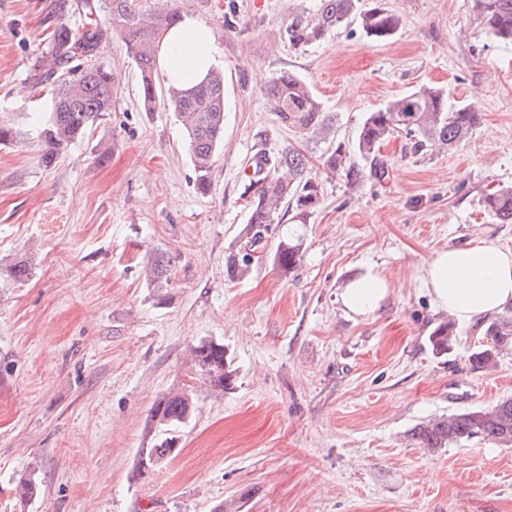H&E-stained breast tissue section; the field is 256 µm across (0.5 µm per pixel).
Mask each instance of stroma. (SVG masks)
Masks as SVG:
<instances>
[{
  "mask_svg": "<svg viewBox=\"0 0 512 512\" xmlns=\"http://www.w3.org/2000/svg\"><path fill=\"white\" fill-rule=\"evenodd\" d=\"M59 0H0V113L23 136L0 148V512H512V447L471 440L423 447L431 418L512 398V349L490 370L470 356L484 324H454L447 354L430 332L446 311L422 283L439 251L478 242L512 249V223L483 208L512 185V45L487 34L474 0H384L403 27L389 40L358 23L301 51L282 37L285 3L180 0L206 24L224 70V143L200 194L185 133L168 107L143 111L140 74L122 41L99 57L120 102L53 168L39 161L34 93ZM289 70L335 118L346 166L323 165L326 143L282 125L264 94ZM430 85L480 120L457 149L414 156L393 134L376 160L357 149L367 113ZM305 151L322 188L308 223L271 225L240 278L225 271L247 221L240 187L260 149ZM299 245L295 269L274 262ZM169 283L146 266L156 254ZM32 268L13 281L10 268ZM393 288L376 316L348 317L340 292L367 267ZM223 344L234 369L208 394L190 362ZM196 386L178 452L135 478L152 447L150 413ZM39 493L21 501L19 480Z\"/></svg>",
  "mask_w": 512,
  "mask_h": 512,
  "instance_id": "obj_1",
  "label": "stroma"
}]
</instances>
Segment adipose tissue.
I'll use <instances>...</instances> for the list:
<instances>
[{
  "label": "adipose tissue",
  "mask_w": 512,
  "mask_h": 512,
  "mask_svg": "<svg viewBox=\"0 0 512 512\" xmlns=\"http://www.w3.org/2000/svg\"><path fill=\"white\" fill-rule=\"evenodd\" d=\"M215 55L211 30L187 16L167 32L158 65L167 81L190 87L204 79ZM422 280L438 308L471 325L512 306V250L487 242L451 247L434 256ZM391 287L370 268L345 285L340 301L348 314L366 317L382 308Z\"/></svg>",
  "instance_id": "ef3b65f1"
}]
</instances>
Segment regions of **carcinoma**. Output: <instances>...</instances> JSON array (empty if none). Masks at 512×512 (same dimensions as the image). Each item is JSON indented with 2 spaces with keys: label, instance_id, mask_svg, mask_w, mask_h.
Returning <instances> with one entry per match:
<instances>
[{
  "label": "carcinoma",
  "instance_id": "obj_1",
  "mask_svg": "<svg viewBox=\"0 0 512 512\" xmlns=\"http://www.w3.org/2000/svg\"><path fill=\"white\" fill-rule=\"evenodd\" d=\"M73 12L83 16L82 27L73 29L61 23L51 33L47 53V71L36 86L52 88V112L38 129L40 161L53 167L75 141L116 110L120 82L117 74L99 61L98 49L107 32L122 40L126 53L141 74V100L144 111L152 112L159 103L171 105L188 136V149L196 173L200 194L211 190V171L218 149L224 140V72L214 68L191 88L169 84L159 90L154 75L160 44L167 31L181 19L175 0L144 5V0H74ZM477 20L496 41L512 44V0H475ZM351 18L359 21L363 31L376 40H386L403 26V19L375 0L365 6L363 0H317L315 9H289L283 38L288 46L305 50L323 41L331 32ZM85 62V68L72 65ZM270 110L284 125L310 134L323 142L330 141L333 117L324 111L319 99L307 84L292 71H279L265 86ZM479 121V112L471 105L448 108L447 97L438 88L422 86L398 97L384 107L366 115L358 137V150L366 158L387 137L403 133L410 141V152L451 150L470 138ZM22 132L14 120L0 115V146H9ZM266 173L242 182L241 199L248 209L244 247L254 252L264 249L266 233L281 217L292 213L294 221L305 224L321 199V184L312 175L306 155L288 149L264 154ZM485 207L503 223H512V187H504L488 196ZM300 245L281 243L275 251L280 269L290 271L299 261ZM252 265L249 254L239 249L226 259L230 277L245 275ZM168 262L158 255L148 266L147 276L160 283L167 279ZM452 324L442 321L430 333L429 343L435 354H445L453 344ZM512 346V313L491 320L482 341L471 355L477 370L496 364L500 353ZM196 371L210 389L224 392L231 385L233 369L224 353V345L202 342L190 349ZM196 391L190 387L164 395L151 410V419L160 433L186 423L190 418ZM416 436L426 448L473 439L512 446V398L487 408L450 413L419 425ZM156 463L137 466L136 477L142 478L167 462L173 454L168 439L152 446Z\"/></svg>",
  "mask_w": 512,
  "mask_h": 512
}]
</instances>
